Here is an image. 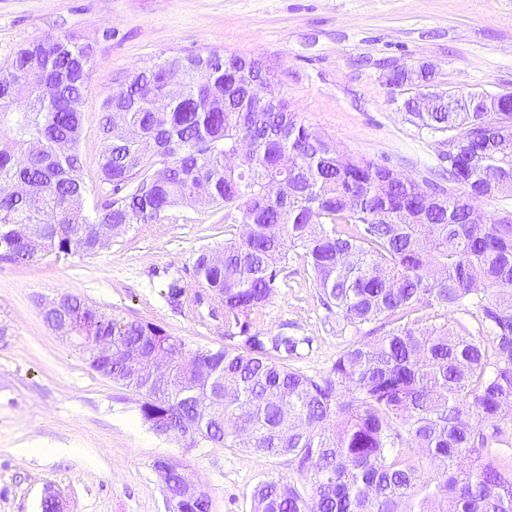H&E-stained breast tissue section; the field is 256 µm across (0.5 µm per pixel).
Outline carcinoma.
<instances>
[{"instance_id": "1", "label": "carcinoma", "mask_w": 512, "mask_h": 512, "mask_svg": "<svg viewBox=\"0 0 512 512\" xmlns=\"http://www.w3.org/2000/svg\"><path fill=\"white\" fill-rule=\"evenodd\" d=\"M93 47L64 33L18 49L0 76V259L92 257L112 245L105 226L178 220L176 209L224 210V243L201 247L197 289L160 296L203 320L224 318L223 343L191 348L163 326L92 307L63 292L91 369L143 396L141 422L187 447H244L287 456L299 477L260 480L253 512H512V464L492 454L512 408V222L470 223L474 202L512 192V93L493 112L478 95L445 93L416 126L463 147L445 188L336 152L298 120L257 59L172 52L114 92L99 123L98 192L83 177L81 101ZM261 81L266 98L252 100ZM429 71L394 69L387 83L421 87ZM182 93L165 112L153 100ZM247 140L235 167L226 156ZM301 262L344 332L367 330L326 374L289 365L306 336L260 328L280 273ZM461 310L473 334L445 313ZM112 340V362L92 342ZM169 363L166 386L146 372ZM183 465L160 478L181 501Z\"/></svg>"}]
</instances>
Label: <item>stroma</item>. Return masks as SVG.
<instances>
[{"label":"stroma","mask_w":512,"mask_h":512,"mask_svg":"<svg viewBox=\"0 0 512 512\" xmlns=\"http://www.w3.org/2000/svg\"><path fill=\"white\" fill-rule=\"evenodd\" d=\"M73 32L94 47L82 103L81 152L88 188L98 184L103 104L157 56L218 49L269 65L300 119L341 152L421 180L448 166L441 136L420 130L386 66L434 73L436 90L512 92V0H0V75L23 44ZM217 216L186 210L183 220L142 226L90 258L47 254L0 262V512H40L47 492L65 512H171L154 468L180 459L209 492L212 512H250L258 480L297 474L285 457L243 448H185L139 419L140 396L92 371L50 329L42 305L70 291L90 305L163 325L189 347L218 342L158 292L172 280L194 288V254L220 242ZM307 336L295 366L328 372L355 340L337 332L300 262H290L264 326ZM59 455L21 454L24 446Z\"/></svg>","instance_id":"35a3bbf8"}]
</instances>
